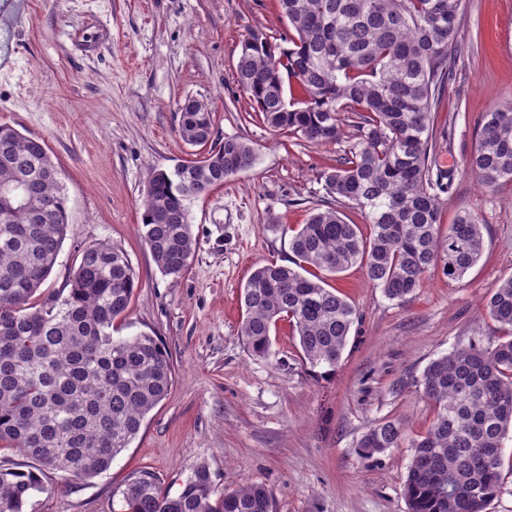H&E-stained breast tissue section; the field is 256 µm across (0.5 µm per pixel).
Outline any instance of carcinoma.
Instances as JSON below:
<instances>
[{
  "label": "carcinoma",
  "mask_w": 512,
  "mask_h": 512,
  "mask_svg": "<svg viewBox=\"0 0 512 512\" xmlns=\"http://www.w3.org/2000/svg\"><path fill=\"white\" fill-rule=\"evenodd\" d=\"M288 46L252 34L241 45L237 83L274 131L319 146L338 142L341 115L355 141L321 174L336 206L317 208L291 239L293 265H263L241 295L238 333L267 358L277 323L288 321L311 371H336L359 315L328 277L361 265L391 300L406 302L437 267L450 280L480 259L485 224L475 211L441 224V194L454 172L439 168L435 115L454 81L464 43L463 0H277ZM179 137L206 145L212 113L180 108ZM255 151L226 137L198 159L146 179L141 240L164 276L181 277L197 241L191 201L254 164ZM485 188L512 182V97L485 113L468 160ZM62 170L45 143L0 126V450L18 449L41 470L86 480L107 470L170 392L173 371L158 338L112 336L135 276L121 248L83 249L64 288L44 294L69 231ZM357 209L369 231L344 219ZM507 335L471 341L432 362L415 381L434 405L425 434L406 440L383 420L361 437L366 458L409 442L408 512H485L499 496L503 440L512 431V276L485 299ZM45 490L32 469L0 467V512H23ZM270 491L219 492L197 466L174 495L148 473L134 478L121 512H273Z\"/></svg>",
  "instance_id": "cac0c4a2"
}]
</instances>
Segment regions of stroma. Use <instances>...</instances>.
Returning <instances> with one entry per match:
<instances>
[{
    "instance_id": "35a3bbf8",
    "label": "stroma",
    "mask_w": 512,
    "mask_h": 512,
    "mask_svg": "<svg viewBox=\"0 0 512 512\" xmlns=\"http://www.w3.org/2000/svg\"><path fill=\"white\" fill-rule=\"evenodd\" d=\"M470 48L438 109L436 154L455 171L442 222L465 210L486 225L485 249L462 278L432 271L407 302L389 300L355 265L332 285L361 314L335 373L305 364L287 322L269 358L238 334L239 295L261 265L291 264V231L326 208L320 175L353 140L314 147L272 131L252 112L235 68L243 41L279 42L288 21L276 0H0V124L41 138L65 176L69 233L42 289L63 288L84 247L125 250L136 288L117 334L161 340L173 386L137 438L89 480L46 473L24 512H117L147 472L178 491L200 464L216 489L266 485L275 512H408L410 448L372 458L364 432L393 419L423 434L433 406L414 386L426 366L471 340L498 335L483 302L512 275V184L480 188L467 160L482 116L512 97V0H464ZM204 104L213 143L237 137L253 166L190 206L195 255L184 275H162L139 236L149 170L199 158L183 142L178 107Z\"/></svg>"
}]
</instances>
